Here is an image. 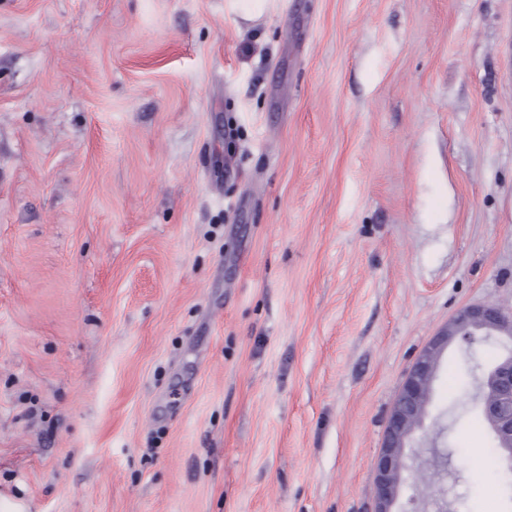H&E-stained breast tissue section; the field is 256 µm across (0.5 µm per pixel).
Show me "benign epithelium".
<instances>
[{"instance_id":"benign-epithelium-1","label":"benign epithelium","mask_w":512,"mask_h":512,"mask_svg":"<svg viewBox=\"0 0 512 512\" xmlns=\"http://www.w3.org/2000/svg\"><path fill=\"white\" fill-rule=\"evenodd\" d=\"M503 338L512 342V315L490 304L462 308L428 342L409 368L391 408L382 446L376 460V512H395L403 473L407 469L406 449L413 447L416 430L422 426L431 400L439 360L456 342L471 344L475 337ZM480 408L488 422L502 464L512 470V351L503 354L479 379Z\"/></svg>"}]
</instances>
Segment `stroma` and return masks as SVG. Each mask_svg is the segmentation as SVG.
Here are the masks:
<instances>
[{"instance_id":"obj_1","label":"stroma","mask_w":512,"mask_h":512,"mask_svg":"<svg viewBox=\"0 0 512 512\" xmlns=\"http://www.w3.org/2000/svg\"><path fill=\"white\" fill-rule=\"evenodd\" d=\"M478 303L512 313V0H0V512H375ZM468 352L397 512H512ZM230 7L248 21H253L266 12L268 0H229ZM476 336L508 339L512 342V315L490 304L462 308L428 342L409 368L391 408L382 446L376 460L377 509L393 510L403 473L407 469V448H413L416 430L422 426L431 400L439 360L456 342L472 344Z\"/></svg>"}]
</instances>
